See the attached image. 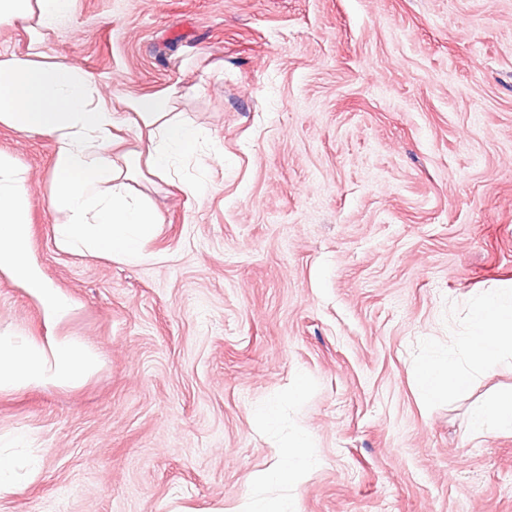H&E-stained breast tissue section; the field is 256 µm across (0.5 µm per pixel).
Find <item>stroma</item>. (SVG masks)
Segmentation results:
<instances>
[{
  "mask_svg": "<svg viewBox=\"0 0 512 512\" xmlns=\"http://www.w3.org/2000/svg\"><path fill=\"white\" fill-rule=\"evenodd\" d=\"M46 47L108 97L180 83L224 160L188 165L196 195L150 187L130 265L57 249L52 142L0 127L32 249L78 303L59 330L102 360L0 396V436L27 437L0 512H512V434L468 430L512 364L428 411L415 388L512 285V0H72ZM4 333L44 327L0 275ZM300 427L306 481H255Z\"/></svg>",
  "mask_w": 512,
  "mask_h": 512,
  "instance_id": "obj_1",
  "label": "stroma"
}]
</instances>
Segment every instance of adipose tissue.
Returning a JSON list of instances; mask_svg holds the SVG:
<instances>
[{
	"instance_id": "ef3b65f1",
	"label": "adipose tissue",
	"mask_w": 512,
	"mask_h": 512,
	"mask_svg": "<svg viewBox=\"0 0 512 512\" xmlns=\"http://www.w3.org/2000/svg\"><path fill=\"white\" fill-rule=\"evenodd\" d=\"M71 0H0V26L23 22L33 36L29 53L0 54V126L51 139L53 172L49 205L60 221L53 240L65 252H88L137 264L155 233L159 214L139 182L178 177L205 131L186 117L183 93L169 86L151 94L105 98L83 69L52 61L43 38L69 16ZM27 172L0 152V274L37 303L40 336H0V394L32 386L76 388L100 368L92 347L59 333L75 302L44 275L31 248ZM462 344L471 361L426 357L417 371L424 405L466 391L471 367H488L512 355V289L498 288L473 305ZM512 433V390L476 405L470 426ZM313 464L312 443L298 429L279 454L270 478L297 482Z\"/></svg>"
}]
</instances>
